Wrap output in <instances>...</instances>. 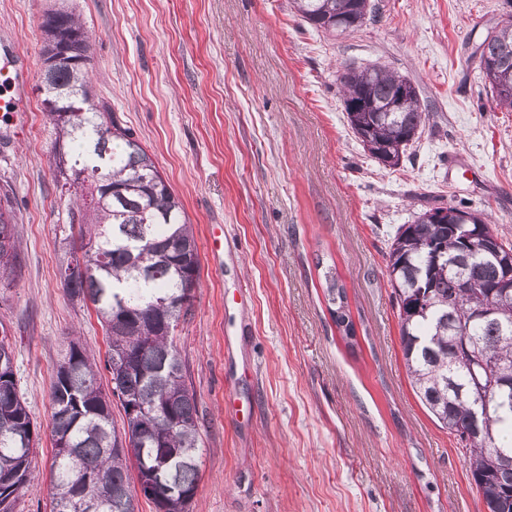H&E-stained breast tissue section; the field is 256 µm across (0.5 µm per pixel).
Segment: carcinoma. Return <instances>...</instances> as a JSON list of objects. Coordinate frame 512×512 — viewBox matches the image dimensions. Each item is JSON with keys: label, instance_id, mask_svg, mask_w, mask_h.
Wrapping results in <instances>:
<instances>
[{"label": "carcinoma", "instance_id": "cac0c4a2", "mask_svg": "<svg viewBox=\"0 0 512 512\" xmlns=\"http://www.w3.org/2000/svg\"><path fill=\"white\" fill-rule=\"evenodd\" d=\"M364 0H291V7L328 34L336 17L351 30L374 17ZM77 33L67 55L42 76L48 96L45 117L64 126L68 144L55 143L52 167L61 195L68 196L66 223L78 227L68 262L59 270L68 295L94 305L108 337L106 370L111 395L98 382L97 362L71 341L51 387L53 461L52 512H77L87 495L100 498L99 512H138L131 471L156 512H189L200 473V424L196 394L187 382L174 331L190 313L188 291L197 285L199 258L181 200L158 171L151 154L122 127L89 88L91 43L78 16L45 12L41 53L58 49L55 31ZM485 77L512 84V19L481 44ZM342 100L359 103L347 122L365 152L382 166L397 168L408 146L429 121L415 92L395 112L382 108L399 99L405 75L381 66L347 67L339 75ZM426 208L398 227L387 252V277L399 308L400 344L411 382L422 403L453 435L468 464L470 484L488 506L512 512V298L490 299L483 285L497 268L471 249L464 266L454 264L465 248L447 224L428 218ZM474 228L512 251L496 225L480 213L458 210ZM442 251L435 262L430 246ZM20 238L8 191L0 193V282L20 268ZM476 287L464 290L459 277ZM327 308L348 348L356 325L336 267L323 272ZM480 301L491 302L489 320H472ZM15 348L0 339V512H13L21 492L34 482L32 455L37 425L19 394ZM123 410V431L112 425L110 398ZM482 434L465 439L474 412Z\"/></svg>", "mask_w": 512, "mask_h": 512}]
</instances>
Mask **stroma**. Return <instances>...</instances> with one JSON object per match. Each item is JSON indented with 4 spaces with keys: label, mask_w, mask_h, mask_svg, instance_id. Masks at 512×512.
I'll return each instance as SVG.
<instances>
[{
    "label": "stroma",
    "mask_w": 512,
    "mask_h": 512,
    "mask_svg": "<svg viewBox=\"0 0 512 512\" xmlns=\"http://www.w3.org/2000/svg\"><path fill=\"white\" fill-rule=\"evenodd\" d=\"M374 2V20L329 37L289 0H0V53L28 79L23 118H0V189L22 241L0 321L40 428L41 477L56 366L73 339L100 364L107 350L59 279L66 200L37 85L40 24L62 7L94 35L95 94L153 156L201 251L175 329L202 419L192 512H485L455 439L410 385L386 253L416 212L448 204L491 214L512 240V111L497 107L478 50L512 0ZM372 64L407 75L430 115L395 169L365 153L343 109L340 72ZM219 226L215 265L204 249ZM326 254L352 350L327 310ZM228 392L249 418L226 409Z\"/></svg>",
    "instance_id": "35a3bbf8"
}]
</instances>
